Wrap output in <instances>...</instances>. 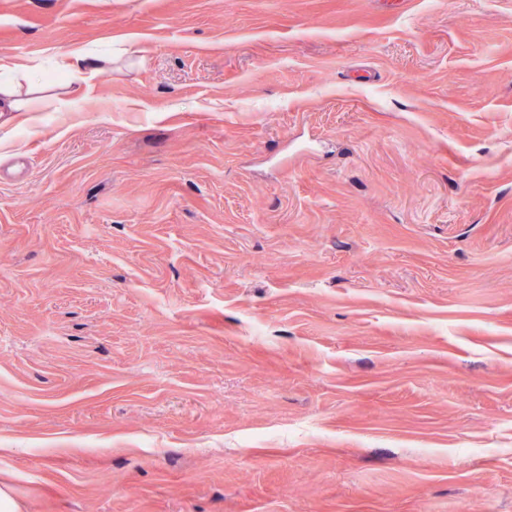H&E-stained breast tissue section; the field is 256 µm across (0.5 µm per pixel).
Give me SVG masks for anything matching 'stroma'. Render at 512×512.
<instances>
[{"label":"stroma","instance_id":"35a3bbf8","mask_svg":"<svg viewBox=\"0 0 512 512\" xmlns=\"http://www.w3.org/2000/svg\"><path fill=\"white\" fill-rule=\"evenodd\" d=\"M4 73L22 512H512V0H0ZM80 60L78 63L79 68H84L86 71H82L78 69L75 72H72L73 80L84 81L87 82L92 79L97 73H101L106 69V65L110 64L112 61L92 57V56H77ZM36 84L29 83L22 88L11 81L0 82V112H40V109L48 106L55 97L41 96L44 85L41 81L34 80Z\"/></svg>","mask_w":512,"mask_h":512}]
</instances>
